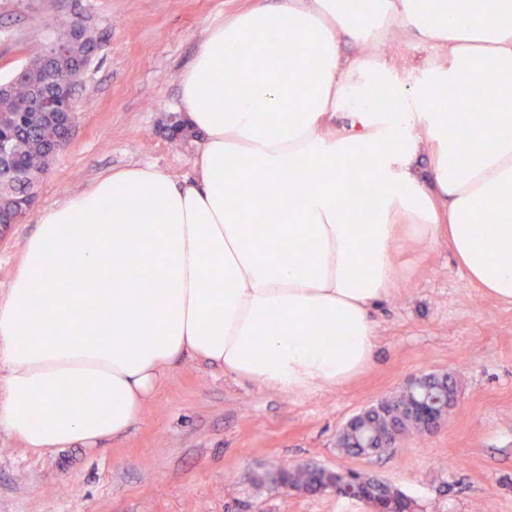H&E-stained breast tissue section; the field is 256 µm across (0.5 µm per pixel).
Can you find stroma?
I'll return each instance as SVG.
<instances>
[{"label": "stroma", "mask_w": 512, "mask_h": 512, "mask_svg": "<svg viewBox=\"0 0 512 512\" xmlns=\"http://www.w3.org/2000/svg\"><path fill=\"white\" fill-rule=\"evenodd\" d=\"M253 0H0V82L53 39L47 19L81 15L102 47L74 95L77 119L35 202L0 234V299L39 212L132 164L174 178L193 167L197 134L176 133L179 74L203 31ZM402 76L443 50L396 34ZM406 269L375 315L376 356L350 382L285 395L185 361L122 438L32 451L0 431V512H371L334 491L291 494L255 482L282 462L369 472L416 512H512V302L471 284L446 241H407ZM452 376L458 401L427 441L371 458L344 456L336 435L357 413L424 373Z\"/></svg>", "instance_id": "35a3bbf8"}]
</instances>
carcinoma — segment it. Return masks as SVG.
<instances>
[{"label": "carcinoma", "mask_w": 512, "mask_h": 512, "mask_svg": "<svg viewBox=\"0 0 512 512\" xmlns=\"http://www.w3.org/2000/svg\"><path fill=\"white\" fill-rule=\"evenodd\" d=\"M73 47L63 62L51 61L40 52L19 68L11 79L0 86V227L13 223L22 205H33V189L53 159L52 151L68 139L64 119L52 121L32 111L37 95L44 90L60 94V105L69 106L73 91L85 70L91 65L100 38L81 20L71 22ZM499 102L494 88L476 82L468 101H452L450 112H496ZM427 387L446 388L456 394L454 381L447 375L426 374ZM407 400L394 399L379 406L363 410L359 429L377 431L387 425V415L405 409ZM399 436L413 435L424 438L432 433L430 427L409 414L396 422ZM357 431L343 428L339 431L341 451L356 456L360 449L353 447ZM257 483L270 487L304 490L308 493L338 488H358L370 499L376 500L382 512H415L414 501L403 491L389 483L376 481L372 476L354 470H329L318 466H291L281 464L262 474Z\"/></svg>", "instance_id": "1"}]
</instances>
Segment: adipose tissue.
<instances>
[{"instance_id": "adipose-tissue-1", "label": "adipose tissue", "mask_w": 512, "mask_h": 512, "mask_svg": "<svg viewBox=\"0 0 512 512\" xmlns=\"http://www.w3.org/2000/svg\"><path fill=\"white\" fill-rule=\"evenodd\" d=\"M465 5L255 0L209 27L178 77L192 173L129 166L40 212L0 299V430L38 451L97 447L190 359L288 394L341 385L375 357L406 240L447 239L472 282L512 302V0H485L478 20ZM398 26L446 52L413 85L386 54ZM478 81L500 111H435ZM380 88L399 110L375 107ZM361 181L380 200L367 224L351 221ZM254 212L272 232L249 246Z\"/></svg>"}]
</instances>
